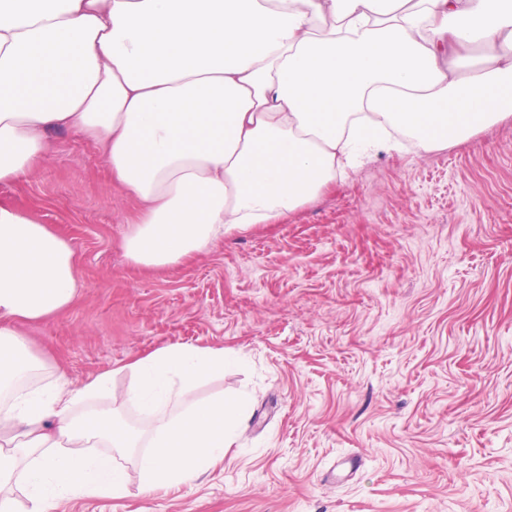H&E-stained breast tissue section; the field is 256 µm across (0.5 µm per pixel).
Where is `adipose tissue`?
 <instances>
[{
	"mask_svg": "<svg viewBox=\"0 0 512 512\" xmlns=\"http://www.w3.org/2000/svg\"><path fill=\"white\" fill-rule=\"evenodd\" d=\"M486 47L459 70L445 48ZM512 119V0H0V184L25 176L66 130L101 147L141 204L123 247L138 268L179 266L227 236L315 199L364 158L463 142ZM81 281L68 239L0 205V486L19 459L29 512L62 495L125 494L116 455L145 490L208 470L246 397L196 401L231 351L175 345L131 364L128 402L77 419L103 373L23 390L37 370L24 324L67 309ZM115 448L93 454L91 443Z\"/></svg>",
	"mask_w": 512,
	"mask_h": 512,
	"instance_id": "ef3b65f1",
	"label": "adipose tissue"
}]
</instances>
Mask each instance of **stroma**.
<instances>
[{
    "label": "stroma",
    "mask_w": 512,
    "mask_h": 512,
    "mask_svg": "<svg viewBox=\"0 0 512 512\" xmlns=\"http://www.w3.org/2000/svg\"><path fill=\"white\" fill-rule=\"evenodd\" d=\"M0 202L75 251L79 296L25 330L42 388L113 372L74 416L147 428L127 366L176 344L237 354L195 398L249 397L190 482L142 491L123 457L126 496L49 512H512V119L441 150L404 141L183 267H131L139 203L69 133Z\"/></svg>",
    "instance_id": "35a3bbf8"
}]
</instances>
